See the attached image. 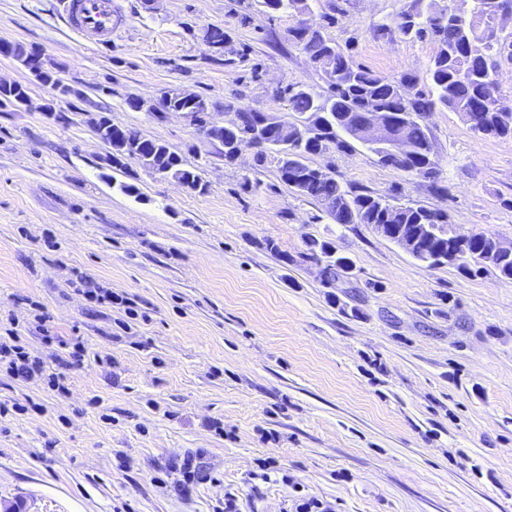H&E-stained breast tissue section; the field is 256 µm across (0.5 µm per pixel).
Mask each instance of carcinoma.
<instances>
[{"label": "carcinoma", "mask_w": 512, "mask_h": 512, "mask_svg": "<svg viewBox=\"0 0 512 512\" xmlns=\"http://www.w3.org/2000/svg\"><path fill=\"white\" fill-rule=\"evenodd\" d=\"M501 0H411L398 14L397 31L406 38L429 39L436 52L426 69L428 89L418 88V76L404 72L398 77L379 74L351 56L331 46L320 31L309 32L291 26L292 40L317 62L315 69L327 84V94L303 86L278 89L275 98L288 101L289 110L300 119L311 122L314 135L301 144L285 149L279 146L278 128L262 125V115L253 110L236 112L237 123L224 127V161L232 163L233 142L241 133L261 127L264 146L256 153L255 165L264 166L268 159L277 163L282 183L298 195L320 203L337 224H393L395 232L416 234L421 247L414 259L430 266L448 263V214L422 205H395L390 198L370 191H359L307 163L308 156L327 152H343L352 147L347 140L355 113L369 109L387 112L398 124V131L417 148L416 156L397 166L406 173L431 181L439 189L434 176L436 163L431 157V139L424 118L431 112L447 109L461 115L464 122L477 115L485 125L484 132L496 136H512V103L504 98L497 82L498 55L494 49H512V33L503 34L497 24ZM270 11H286L293 15L310 9V0H262ZM205 46L229 44L223 28L210 26L202 35ZM39 50L16 43L7 55L29 67ZM172 109L205 115L208 100L200 95L188 100L178 90L163 91ZM28 87L17 83L13 89L0 92V107H24ZM112 152V167L126 168V161L141 163L154 173L171 176L201 192L206 187L199 175L184 165L183 158L156 140L138 136V131L110 125L107 137ZM468 249L472 260L460 266L471 274L486 265L501 276L512 279V252L493 250L489 236L474 233ZM305 260L324 261V280L332 284L349 269L347 259L335 257L334 247L327 241L311 239Z\"/></svg>", "instance_id": "cac0c4a2"}]
</instances>
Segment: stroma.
Returning a JSON list of instances; mask_svg holds the SVG:
<instances>
[{"mask_svg":"<svg viewBox=\"0 0 512 512\" xmlns=\"http://www.w3.org/2000/svg\"><path fill=\"white\" fill-rule=\"evenodd\" d=\"M332 2L320 31L337 48L424 76L434 43L391 29L410 0H311L313 17ZM114 5L111 42L92 45L60 0H0V41L42 50L94 114L169 146L206 189L112 169L82 113L0 108V336L16 330L69 388L0 372V512H223L228 493L241 512H512V279L428 267L372 225L334 223L253 149L225 162L181 114L128 107L176 88L224 120L288 115L277 88L327 90L288 39L294 17L261 0ZM213 25L230 37L220 61L201 40ZM425 123L441 192L358 142L308 162L512 244V137L447 109ZM312 238L349 259L335 284L303 260ZM86 275L122 304L91 301ZM187 460L211 478L185 499Z\"/></svg>","mask_w":512,"mask_h":512,"instance_id":"obj_1","label":"stroma"}]
</instances>
